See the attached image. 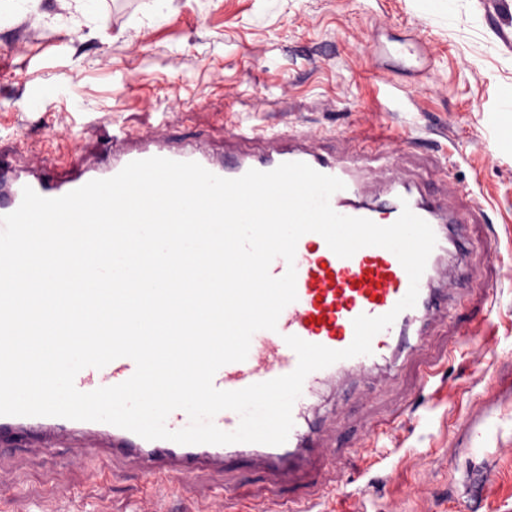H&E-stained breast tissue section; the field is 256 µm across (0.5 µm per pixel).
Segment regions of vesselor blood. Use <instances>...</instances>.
Segmentation results:
<instances>
[{
  "label": "vessel or blood",
  "instance_id": "1",
  "mask_svg": "<svg viewBox=\"0 0 512 512\" xmlns=\"http://www.w3.org/2000/svg\"><path fill=\"white\" fill-rule=\"evenodd\" d=\"M234 139V144L217 154L191 141L173 142L148 132L119 128L112 134L111 156L106 162L82 166L64 179L46 173L37 159L25 169L0 162V216L19 207L24 187L33 188L43 197L57 198L89 181L113 177L132 161L150 157L194 161L230 179L251 169L270 171L284 162H303L344 182V189L330 198L331 207L339 214L388 226L407 206L430 224L436 245L420 279L415 306L398 313L390 327L373 337L371 354L337 361L305 378L292 408L294 425L284 444L182 445L169 440L149 441L104 422L0 416V452L22 444L67 448L78 462L101 456L132 459L139 466L148 499L153 503L163 492L200 472L227 470L229 463L238 458L272 476L285 471L312 475L325 447L309 413L323 387L372 371L381 363L394 365L419 355L432 327L445 321L457 307L454 274L468 267L466 229L481 215V206L450 207L425 195L419 185L399 172L397 158L385 147L382 135L361 129L350 132L354 148L340 151L325 150L315 134L301 129L275 131L242 125ZM292 266L296 268V301L284 308L276 330L254 333L245 361L226 364L216 372L215 388L237 391L294 371L298 358L285 342L289 335L333 350L348 347L354 338V318L392 311L409 288L405 269L388 249L368 246L352 257L341 258L314 232L299 239ZM135 369L132 359L120 357L101 368L82 369L74 384L79 391L90 392L126 381ZM499 436L496 421L490 420L480 427H469L466 446L480 454Z\"/></svg>",
  "mask_w": 512,
  "mask_h": 512
}]
</instances>
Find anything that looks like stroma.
Returning a JSON list of instances; mask_svg holds the SVG:
<instances>
[{
	"label": "stroma",
	"instance_id": "stroma-1",
	"mask_svg": "<svg viewBox=\"0 0 512 512\" xmlns=\"http://www.w3.org/2000/svg\"><path fill=\"white\" fill-rule=\"evenodd\" d=\"M69 2L41 0L43 20L0 21L1 160L20 166L35 149L69 174L106 160L116 121L220 151L233 137L224 110L233 93L242 118L319 132L333 151L348 128L386 131L423 190L444 196L448 170L486 206L490 221L469 226V270L457 282L467 301L429 338L431 381L422 380L425 363H410L391 380L326 388L310 413L330 435L322 481L347 469L338 498L317 500L312 512H512V151L489 138L492 126L512 128V112L498 109L512 93V15L492 0H462L442 28L410 0H99V21L69 30L54 20ZM403 39L420 44L415 69L388 52ZM55 131L67 139H52ZM481 411L495 417L503 443L476 455L462 446V423ZM0 474L14 487L10 512H35L48 495L135 512L146 492L133 461L96 480L64 448L9 449ZM226 482L234 504L267 512L309 497L306 484L241 463L201 474L163 508L221 512Z\"/></svg>",
	"mask_w": 512,
	"mask_h": 512
}]
</instances>
